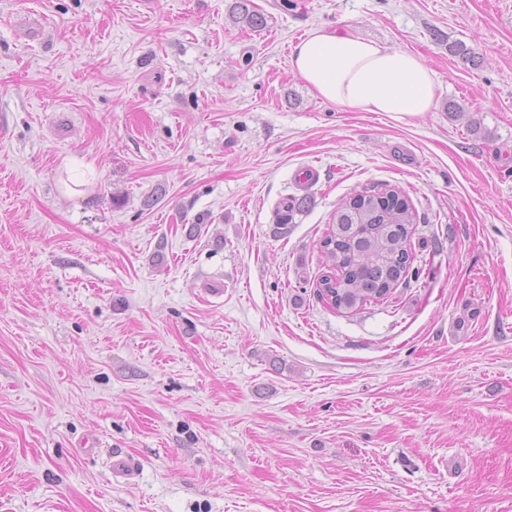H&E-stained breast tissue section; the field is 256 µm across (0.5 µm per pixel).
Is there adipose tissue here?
Returning <instances> with one entry per match:
<instances>
[{
    "label": "adipose tissue",
    "mask_w": 512,
    "mask_h": 512,
    "mask_svg": "<svg viewBox=\"0 0 512 512\" xmlns=\"http://www.w3.org/2000/svg\"><path fill=\"white\" fill-rule=\"evenodd\" d=\"M291 66L320 98L361 112L422 115L439 88L418 55L321 28L294 45Z\"/></svg>",
    "instance_id": "obj_1"
}]
</instances>
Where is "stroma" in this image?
<instances>
[{
  "label": "stroma",
  "mask_w": 512,
  "mask_h": 512,
  "mask_svg": "<svg viewBox=\"0 0 512 512\" xmlns=\"http://www.w3.org/2000/svg\"><path fill=\"white\" fill-rule=\"evenodd\" d=\"M231 2L0 0V512H512V0ZM319 27L421 56L431 112L316 96ZM374 184L418 275L339 312Z\"/></svg>",
  "instance_id": "1"
}]
</instances>
